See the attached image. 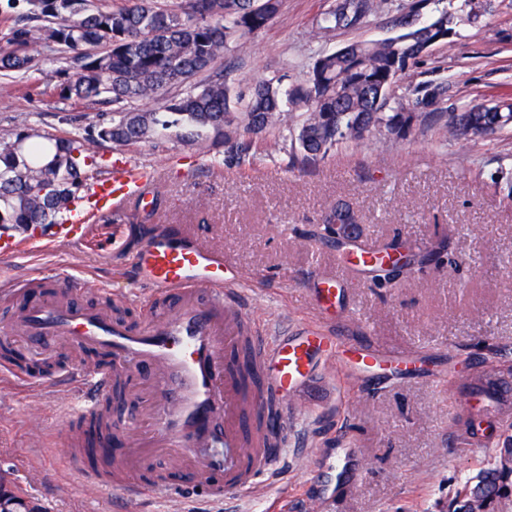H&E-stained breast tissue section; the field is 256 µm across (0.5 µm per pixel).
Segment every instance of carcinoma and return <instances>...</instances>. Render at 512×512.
Instances as JSON below:
<instances>
[{"mask_svg": "<svg viewBox=\"0 0 512 512\" xmlns=\"http://www.w3.org/2000/svg\"><path fill=\"white\" fill-rule=\"evenodd\" d=\"M23 4V24L13 28L12 49L0 53V72L25 77L35 69L31 49L40 46L70 56L74 72L56 71L55 86L65 99L112 106V116L82 137L64 133L44 136L24 126L0 136V226L56 224L78 199L88 178L92 149L113 148L163 139L185 146L227 147L221 163L240 165L252 140L233 138L242 132L263 136L277 128L287 110L305 108L290 131L294 162H316L364 134L385 131L402 137L415 126L439 124L452 138L494 134L512 125V97L471 102L448 112L440 107L445 83L435 79L404 83L409 65L431 47L450 40L461 23H475L487 12L482 0H461L456 12L441 0H332L316 20L323 37L362 28L380 8L395 12V36L353 41L334 52H319L302 81L292 87L280 78L257 81L245 103L233 95L239 62L224 61L227 52L244 54L248 39L278 16L282 0H137L132 7L105 8L92 0H8ZM360 223L347 204L324 218L325 238L336 241L332 221ZM437 268L448 263L444 251L415 254L412 263L385 272L380 285L396 286L419 264ZM487 409L467 401L461 419L473 435ZM512 434L496 448L495 466L466 478L449 512H512Z\"/></svg>", "mask_w": 512, "mask_h": 512, "instance_id": "carcinoma-1", "label": "carcinoma"}]
</instances>
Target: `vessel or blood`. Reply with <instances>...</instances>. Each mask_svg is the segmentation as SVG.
Returning <instances> with one entry per match:
<instances>
[{
	"label": "vessel or blood",
	"instance_id": "b4317fda",
	"mask_svg": "<svg viewBox=\"0 0 512 512\" xmlns=\"http://www.w3.org/2000/svg\"><path fill=\"white\" fill-rule=\"evenodd\" d=\"M154 182L152 169L117 168L111 178L87 192V206L49 232L63 242H77L88 212L101 214L111 204L131 198L146 206ZM131 269L134 278L149 288L137 298L145 312L143 322L133 324L77 302L74 295L83 283L75 276H68L64 293L58 294L44 290L40 278L27 275L0 287V293L17 305L6 333L33 342L67 340L108 355V366L50 378L51 386L86 392V401L78 403L70 417L74 423L98 408L118 378L135 372L152 375L161 402L156 446L176 453L222 448V455L199 459L192 477L204 496L224 501L280 464L287 436H280L276 450L250 449L243 419L265 423L266 406L271 403L279 419L287 420L290 405L304 398L318 359L340 344L336 319L327 313L336 299V277L324 273L316 278L313 299L324 314L311 325L297 329L282 320L247 335L243 325L251 319L246 306L248 283L230 267L223 252L206 246L198 233L175 224L152 225ZM244 339L259 360L251 381L243 380L229 361ZM356 353L366 369L382 361L409 367L424 360L410 350L376 346L357 348ZM117 428L112 421L88 428L69 436L67 445L83 456L118 463L117 476H104L90 467L82 475L94 489L119 501L123 512H132L136 498L148 488L167 489L171 482L142 481L130 468V456L113 450Z\"/></svg>",
	"mask_w": 512,
	"mask_h": 512
}]
</instances>
